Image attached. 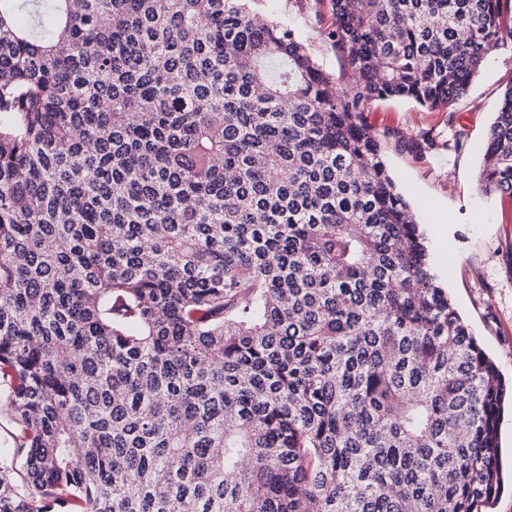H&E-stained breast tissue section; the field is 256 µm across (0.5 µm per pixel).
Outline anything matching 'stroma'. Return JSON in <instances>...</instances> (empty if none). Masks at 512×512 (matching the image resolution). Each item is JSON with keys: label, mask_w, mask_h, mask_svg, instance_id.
<instances>
[{"label": "stroma", "mask_w": 512, "mask_h": 512, "mask_svg": "<svg viewBox=\"0 0 512 512\" xmlns=\"http://www.w3.org/2000/svg\"><path fill=\"white\" fill-rule=\"evenodd\" d=\"M250 11L293 29L311 58L340 82L349 71L324 34L330 0H249ZM512 82V47L487 58L453 113L422 112L404 101H375L366 119L383 158L422 226L433 269L505 379H512V201L478 185L499 95ZM430 135L420 153L404 140ZM463 147H456V138Z\"/></svg>", "instance_id": "obj_1"}]
</instances>
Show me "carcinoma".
Segmentation results:
<instances>
[{
	"mask_svg": "<svg viewBox=\"0 0 512 512\" xmlns=\"http://www.w3.org/2000/svg\"><path fill=\"white\" fill-rule=\"evenodd\" d=\"M331 10L348 84L247 0H0V512L491 509L512 382L364 112H453L512 0Z\"/></svg>",
	"mask_w": 512,
	"mask_h": 512,
	"instance_id": "cac0c4a2",
	"label": "carcinoma"
}]
</instances>
